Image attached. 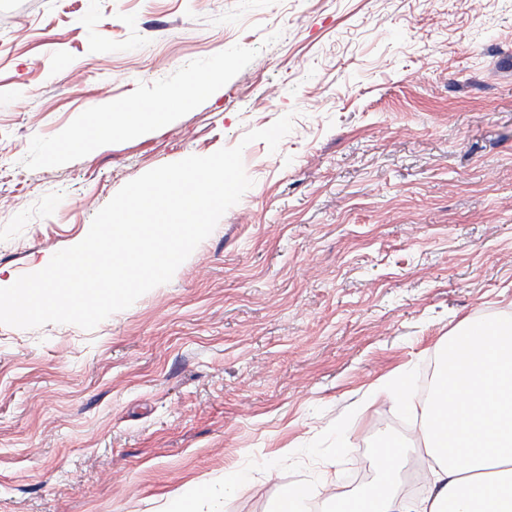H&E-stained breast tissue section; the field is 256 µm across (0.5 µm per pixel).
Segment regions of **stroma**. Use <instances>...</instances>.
<instances>
[{
	"instance_id": "obj_1",
	"label": "stroma",
	"mask_w": 512,
	"mask_h": 512,
	"mask_svg": "<svg viewBox=\"0 0 512 512\" xmlns=\"http://www.w3.org/2000/svg\"><path fill=\"white\" fill-rule=\"evenodd\" d=\"M0 0V268L71 247L127 182L294 113L179 266L93 330L0 324V512H165L228 469L223 512L355 495L419 424L452 329L512 314V0ZM216 73L164 123L80 151L96 111ZM345 431L350 448L337 455ZM307 491L300 486H288L280 494L271 512H307Z\"/></svg>"
}]
</instances>
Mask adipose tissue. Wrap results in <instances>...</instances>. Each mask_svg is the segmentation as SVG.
<instances>
[{"instance_id": "1", "label": "adipose tissue", "mask_w": 512, "mask_h": 512, "mask_svg": "<svg viewBox=\"0 0 512 512\" xmlns=\"http://www.w3.org/2000/svg\"><path fill=\"white\" fill-rule=\"evenodd\" d=\"M208 83V77H193L144 111L113 109L63 147L88 145L103 132L135 133L144 122L167 118L172 106L189 103ZM408 409L420 420L429 460L423 490L411 495L404 489L409 450L389 442L373 462L375 484L356 496L336 494L333 512H512V315L454 328L429 397ZM243 478L230 471L212 485L175 495L172 512H222L226 493Z\"/></svg>"}]
</instances>
